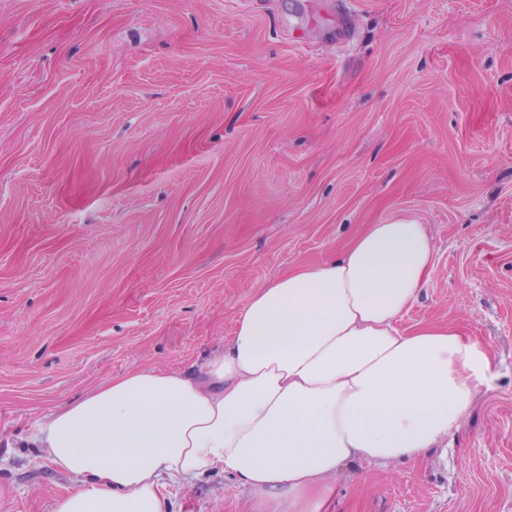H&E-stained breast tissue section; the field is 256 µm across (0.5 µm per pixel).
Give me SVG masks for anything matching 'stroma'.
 Wrapping results in <instances>:
<instances>
[{
  "label": "stroma",
  "instance_id": "stroma-1",
  "mask_svg": "<svg viewBox=\"0 0 512 512\" xmlns=\"http://www.w3.org/2000/svg\"><path fill=\"white\" fill-rule=\"evenodd\" d=\"M424 225L411 331L493 360L454 439L335 512H512V0H0V512L73 484L27 438L370 224ZM172 512H255L224 473Z\"/></svg>",
  "mask_w": 512,
  "mask_h": 512
}]
</instances>
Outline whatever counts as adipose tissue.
<instances>
[{"instance_id":"1","label":"adipose tissue","mask_w":512,"mask_h":512,"mask_svg":"<svg viewBox=\"0 0 512 512\" xmlns=\"http://www.w3.org/2000/svg\"><path fill=\"white\" fill-rule=\"evenodd\" d=\"M434 260L416 221L368 225L260 288L202 364L133 370L62 406L30 435L75 480L53 512H169L165 481L215 470L257 512H328L347 467L425 458L492 371L458 325L400 328Z\"/></svg>"}]
</instances>
